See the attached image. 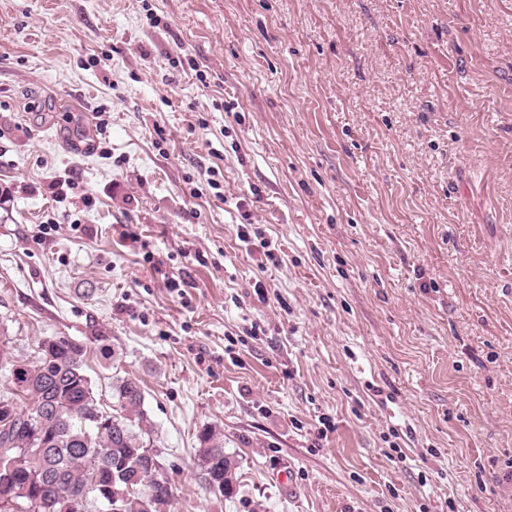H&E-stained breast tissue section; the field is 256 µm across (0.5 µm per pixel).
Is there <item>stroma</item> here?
I'll return each instance as SVG.
<instances>
[{
    "label": "stroma",
    "mask_w": 512,
    "mask_h": 512,
    "mask_svg": "<svg viewBox=\"0 0 512 512\" xmlns=\"http://www.w3.org/2000/svg\"><path fill=\"white\" fill-rule=\"evenodd\" d=\"M99 334L175 512H512V0H0V353ZM198 441V462L205 472L209 490L216 497L224 498L233 491L237 463L224 452V439L212 427L204 428Z\"/></svg>",
    "instance_id": "35a3bbf8"
}]
</instances>
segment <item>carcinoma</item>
<instances>
[{
  "mask_svg": "<svg viewBox=\"0 0 512 512\" xmlns=\"http://www.w3.org/2000/svg\"><path fill=\"white\" fill-rule=\"evenodd\" d=\"M87 343L48 337L36 363L4 361L11 410H0V512H88V498L118 499L122 512H171V483L158 476L153 423L135 378L117 380L112 412L97 407L85 372ZM28 401V409L15 399ZM198 462L210 492L233 491L236 461L213 428Z\"/></svg>",
  "mask_w": 512,
  "mask_h": 512,
  "instance_id": "cac0c4a2",
  "label": "carcinoma"
}]
</instances>
